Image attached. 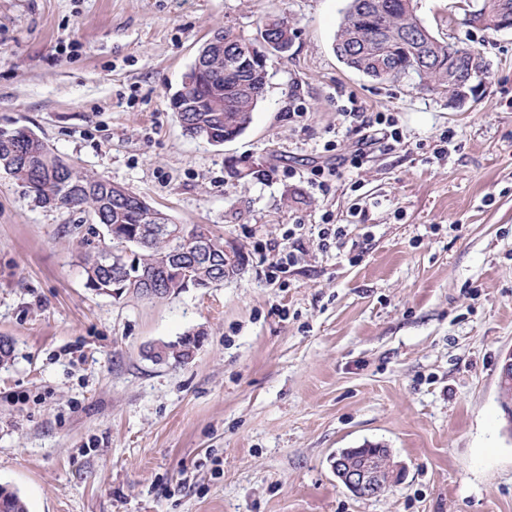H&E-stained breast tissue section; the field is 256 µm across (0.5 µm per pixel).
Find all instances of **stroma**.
Wrapping results in <instances>:
<instances>
[{
    "label": "stroma",
    "mask_w": 512,
    "mask_h": 512,
    "mask_svg": "<svg viewBox=\"0 0 512 512\" xmlns=\"http://www.w3.org/2000/svg\"><path fill=\"white\" fill-rule=\"evenodd\" d=\"M347 4L0 0V129L248 259L214 288L97 294L84 256L104 228L0 172V483L28 512H512V30L417 0L437 38L486 63L452 108L416 74L343 64ZM271 15L295 37L249 127L218 146L186 134L170 97L200 47ZM379 114L398 141L344 165ZM246 161L260 176L232 175ZM188 334L187 363L147 357ZM368 444L404 471L359 498L331 458Z\"/></svg>",
    "instance_id": "35a3bbf8"
}]
</instances>
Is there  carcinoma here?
Masks as SVG:
<instances>
[{
    "instance_id": "cac0c4a2",
    "label": "carcinoma",
    "mask_w": 512,
    "mask_h": 512,
    "mask_svg": "<svg viewBox=\"0 0 512 512\" xmlns=\"http://www.w3.org/2000/svg\"><path fill=\"white\" fill-rule=\"evenodd\" d=\"M406 0H391L392 11L384 24L371 36L361 34L360 17L370 0H349L334 40L336 56L348 67L374 80L397 81L413 72L425 73L432 81L448 88V43L436 38L418 17L404 6ZM512 8V0H483L485 28L495 29L494 20L504 5ZM273 25L265 20L257 37L245 40L229 30L219 32L224 47L210 52L209 65L214 73L224 71L227 62L244 51H255L270 43ZM266 77L251 69L241 71L233 81L215 78L188 87L184 99L197 104V110L179 117L184 131L198 137L207 132L222 137L232 131L242 134L249 126L252 112L264 98ZM223 103L217 110L215 105ZM0 171L11 175L40 208H78L88 212L96 223L112 233V246L85 256L86 286L99 293L112 295V282L118 280L125 292L146 296L154 290L162 298L186 288L177 268L191 270L198 282L224 276V240L204 225L192 229L195 237L207 240V251L197 258L179 237L169 238L155 229L172 220L161 214L153 224L142 223L143 210L137 194L121 185L83 174L67 160L54 153L40 138L24 129L0 130ZM147 242L134 247V240ZM133 258L118 266L115 260L128 248ZM0 512H27L19 492L0 485Z\"/></svg>"
}]
</instances>
